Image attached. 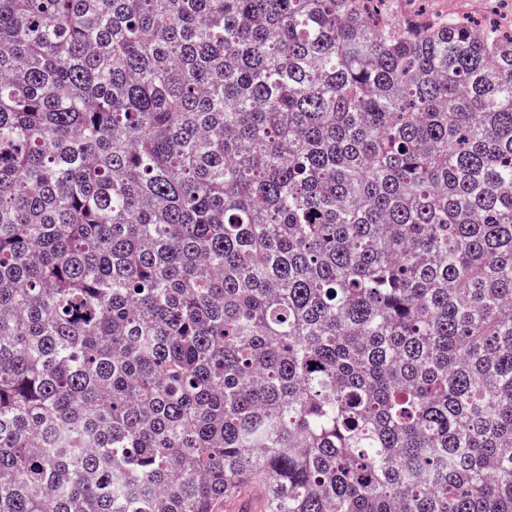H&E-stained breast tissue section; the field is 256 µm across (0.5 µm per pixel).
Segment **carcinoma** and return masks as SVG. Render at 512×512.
<instances>
[{
    "instance_id": "cac0c4a2",
    "label": "carcinoma",
    "mask_w": 512,
    "mask_h": 512,
    "mask_svg": "<svg viewBox=\"0 0 512 512\" xmlns=\"http://www.w3.org/2000/svg\"><path fill=\"white\" fill-rule=\"evenodd\" d=\"M0 0V512H512V17Z\"/></svg>"
}]
</instances>
